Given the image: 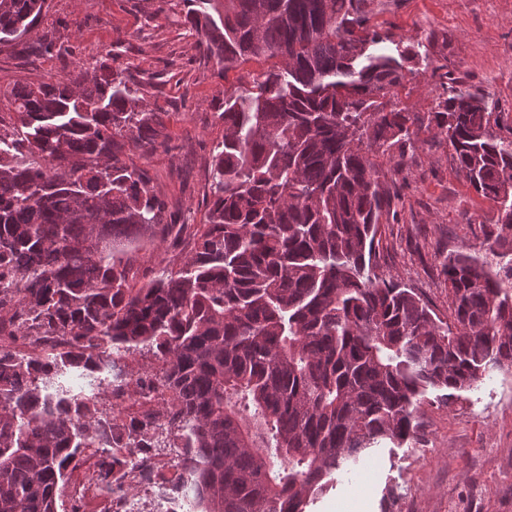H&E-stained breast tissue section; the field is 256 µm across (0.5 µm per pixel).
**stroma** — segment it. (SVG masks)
I'll use <instances>...</instances> for the list:
<instances>
[{"mask_svg":"<svg viewBox=\"0 0 512 512\" xmlns=\"http://www.w3.org/2000/svg\"><path fill=\"white\" fill-rule=\"evenodd\" d=\"M31 41L51 35L69 48L17 56L0 48V95L16 82L64 76L97 57L131 66L150 80L152 109L164 113L168 139L138 157L158 191L187 223L204 220L208 164L224 135L217 116L224 92L262 71L248 62L223 71L203 59L180 16L183 0H49ZM380 33L404 44L422 42V59L409 62L398 90L401 103L427 112L440 90L435 66L464 88L489 94L512 123V0H367ZM393 173L398 193L380 228L377 272L415 288L440 317L448 315L438 254L452 249L484 254L482 227L494 223L493 201L478 196L460 174L446 143L420 132L414 151ZM185 244L144 236L129 254L137 281L160 263L178 269ZM419 426L402 445L384 440L350 469L335 474L307 512H512V371L494 370L476 388L449 402L431 390Z\"/></svg>","mask_w":512,"mask_h":512,"instance_id":"stroma-1","label":"stroma"}]
</instances>
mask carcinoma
Returning <instances> with one entry per match:
<instances>
[{"label": "carcinoma", "instance_id": "1", "mask_svg": "<svg viewBox=\"0 0 512 512\" xmlns=\"http://www.w3.org/2000/svg\"><path fill=\"white\" fill-rule=\"evenodd\" d=\"M366 0H183L202 56L274 65L224 90L195 227L129 152L165 143L149 81L92 57L48 82L16 83L0 112V512H58L86 451L110 494L122 445L184 448L200 512H305L342 466L404 442L430 389L448 399L512 368V127L483 93L448 87L425 115L396 101L410 52L377 54ZM48 0H0V45L22 44ZM427 130L497 204L487 249L443 256L448 319L415 289L371 273L393 170ZM187 235L178 271L136 288L127 253L148 233ZM145 348L161 375L133 393L170 399L117 424L73 392L104 384L112 351Z\"/></svg>", "mask_w": 512, "mask_h": 512}]
</instances>
